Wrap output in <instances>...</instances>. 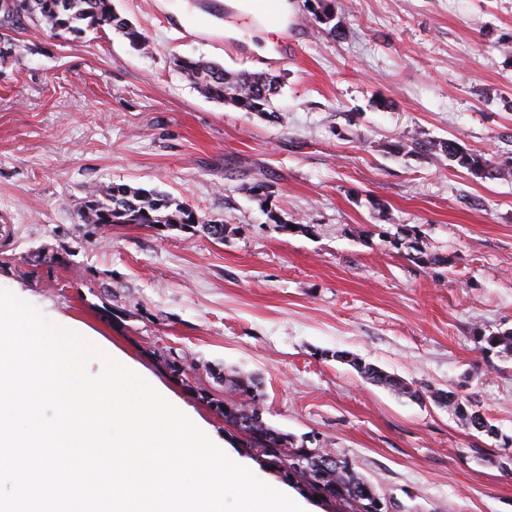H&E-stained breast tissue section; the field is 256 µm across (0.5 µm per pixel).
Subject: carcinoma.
Instances as JSON below:
<instances>
[{"instance_id": "carcinoma-1", "label": "carcinoma", "mask_w": 512, "mask_h": 512, "mask_svg": "<svg viewBox=\"0 0 512 512\" xmlns=\"http://www.w3.org/2000/svg\"><path fill=\"white\" fill-rule=\"evenodd\" d=\"M22 19L54 35L61 28L79 35L89 27H107L138 47L146 46L138 30L114 11L112 0H0L1 29H9ZM181 68L207 97L280 120L281 114L272 110V98L281 88L279 76L264 72H230L218 63L203 60L187 61ZM430 149L443 153L468 170L480 171L490 164L480 154L470 153L466 160L459 157L449 140L434 143ZM78 215L84 224H140L151 228L159 224L180 231L193 220L192 212L178 200L124 185L89 191L78 204ZM408 233L403 241L405 248L412 251L413 259L426 265L442 264L439 257L424 249L423 238L417 230L410 229ZM478 343L483 351L512 356L511 329L480 336ZM336 358L349 362L362 378L377 386L396 394L420 397V392L402 379L348 352H338ZM224 384L236 399L223 402L206 396L204 400L217 408L224 417V424L238 435L243 453L276 472L290 486L296 479L303 481L306 488L300 493L331 505V512H386V499L375 498L376 489L355 469V463L345 453L332 448H310L295 436L273 428L264 419L262 394L254 378L226 375ZM430 396L435 404L448 408L465 428L482 435L499 436L492 420L458 392L439 389L430 392ZM329 454L339 458L334 468L323 466V457Z\"/></svg>"}]
</instances>
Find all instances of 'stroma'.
<instances>
[{"instance_id": "obj_1", "label": "stroma", "mask_w": 512, "mask_h": 512, "mask_svg": "<svg viewBox=\"0 0 512 512\" xmlns=\"http://www.w3.org/2000/svg\"><path fill=\"white\" fill-rule=\"evenodd\" d=\"M224 3L112 0L144 50L109 28L10 30L0 289L121 352L226 447L207 400L250 375L273 427L346 453L395 512H512V356L477 342L512 329V177L415 146L452 140L512 168V0H332L328 25L316 0H291L267 59ZM185 60L281 75L282 122L206 97ZM258 180L264 205L246 190ZM112 185L169 195L224 238L81 223L80 199ZM413 227L446 264L391 243ZM340 351L459 392L500 438L366 381Z\"/></svg>"}]
</instances>
